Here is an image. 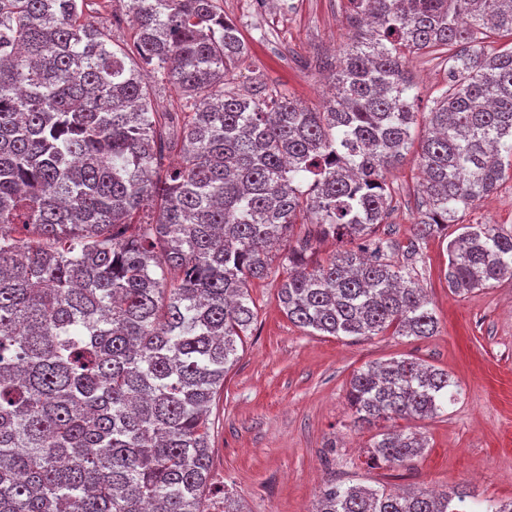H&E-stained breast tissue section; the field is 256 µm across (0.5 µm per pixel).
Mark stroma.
I'll return each mask as SVG.
<instances>
[{"label":"stroma","instance_id":"obj_1","mask_svg":"<svg viewBox=\"0 0 512 512\" xmlns=\"http://www.w3.org/2000/svg\"><path fill=\"white\" fill-rule=\"evenodd\" d=\"M219 6L249 47L237 85L260 74L269 89L311 107L324 104L329 71L323 63L336 57L350 33L347 0H279L259 14L250 0H219ZM445 57L442 50L409 57L420 111H429L447 88ZM387 182L391 214L378 233L404 244L425 209L415 154L391 168ZM465 221L511 232L512 180L469 209ZM447 269L445 242L423 243L416 278L438 321L434 336L336 338L288 321L277 299L286 271L272 261L267 278L250 287L257 318L212 408L215 503H223L229 488L246 512H314L331 477L391 490L464 486L472 493L466 512H483L489 499L512 498V278L459 296L448 289ZM403 357L448 371L460 393L439 417L412 422L428 440L414 466H373L367 445L374 430L387 425H355L349 381L368 364Z\"/></svg>","mask_w":512,"mask_h":512}]
</instances>
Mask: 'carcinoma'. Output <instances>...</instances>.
I'll return each mask as SVG.
<instances>
[{
    "instance_id": "cac0c4a2",
    "label": "carcinoma",
    "mask_w": 512,
    "mask_h": 512,
    "mask_svg": "<svg viewBox=\"0 0 512 512\" xmlns=\"http://www.w3.org/2000/svg\"><path fill=\"white\" fill-rule=\"evenodd\" d=\"M87 7L0 0V512H211L208 412L272 252L283 312L318 336L434 335L414 281L430 238L448 240L455 294L512 277V232L462 223L512 178V48L478 38L512 36V0H348L354 36L320 111L259 76L233 87L249 48L218 0H127L122 45ZM438 47L448 90L421 114L407 54ZM151 82L185 111H157ZM416 143L428 210L400 245L377 234L385 173ZM329 237L344 246L313 262ZM458 391L402 358L354 373L348 399L371 427L434 418ZM425 448L388 428L368 460ZM467 497L328 480L315 512H462Z\"/></svg>"
}]
</instances>
